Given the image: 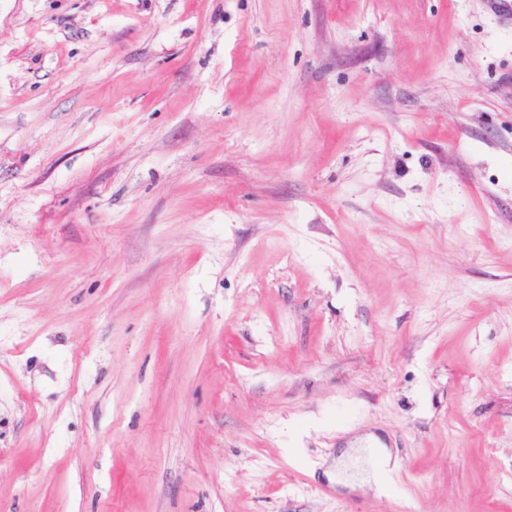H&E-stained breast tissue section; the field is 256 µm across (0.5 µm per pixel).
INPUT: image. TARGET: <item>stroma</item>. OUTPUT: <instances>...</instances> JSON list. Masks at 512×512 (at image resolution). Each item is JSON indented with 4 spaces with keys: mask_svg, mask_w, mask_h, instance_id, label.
<instances>
[{
    "mask_svg": "<svg viewBox=\"0 0 512 512\" xmlns=\"http://www.w3.org/2000/svg\"><path fill=\"white\" fill-rule=\"evenodd\" d=\"M0 512H512V10L0 0Z\"/></svg>",
    "mask_w": 512,
    "mask_h": 512,
    "instance_id": "obj_1",
    "label": "stroma"
}]
</instances>
